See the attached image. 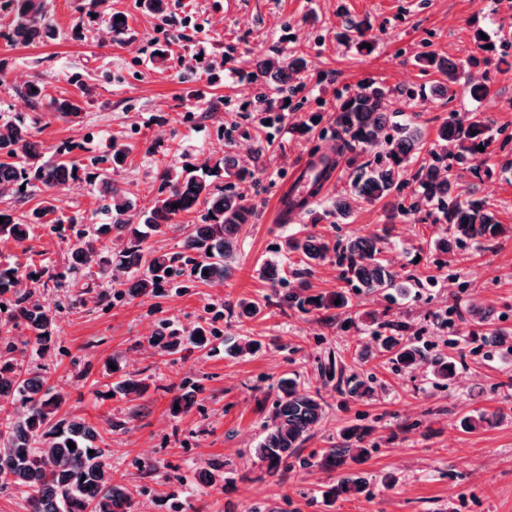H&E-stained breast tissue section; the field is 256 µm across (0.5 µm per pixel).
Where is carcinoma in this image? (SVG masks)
Returning a JSON list of instances; mask_svg holds the SVG:
<instances>
[{
    "mask_svg": "<svg viewBox=\"0 0 512 512\" xmlns=\"http://www.w3.org/2000/svg\"><path fill=\"white\" fill-rule=\"evenodd\" d=\"M0 12L12 16L9 28L0 37L14 44L31 45L54 40L59 32L51 23L45 0H0ZM429 68L442 75L433 90L440 96L454 93L461 86L464 93L478 101L491 92L487 81H477L466 74L464 63L435 52L424 58ZM308 68L305 56L295 53L288 61L263 59L257 63L260 73L271 77L282 93L279 109L288 110L286 100L297 90L299 76ZM391 89L368 79L353 91L339 93L331 122L335 132L336 158H328L327 168L341 159L352 167L348 189L336 198V219L348 223L361 201L384 205V235L351 234L329 238L302 230L288 235L284 251L300 255L302 268L293 276H305L313 268L332 262L340 269L341 280L354 284L368 294L385 289L402 290L407 280L393 269L384 253L390 239V225L398 218L424 223L430 208L437 207L438 220L448 225V235L437 248L452 254L464 246H491L504 237H512V225L499 221L496 211L472 185H464L454 163L468 157L487 154L495 138L492 119L479 112H448L437 129L433 146L416 121L403 125L391 122L387 100ZM50 111L61 117L74 116L81 106L72 98H54ZM483 150H477L478 146ZM122 143L112 144V155L99 159L109 164L91 176L100 187L107 222L95 224L89 231L76 233L68 257V271L75 274L93 265H108L116 286L130 296H148L161 280L174 281L190 267V275L199 282H222L228 278L237 260L241 225L251 222L253 209L238 191V185L252 177L241 168L238 159L228 153L205 171L174 166L164 170L160 197L146 214L136 210L130 190L112 177L126 154ZM368 160L360 163L358 157ZM80 168L47 155L34 139L31 126L21 114L0 113V192L17 193L24 198L27 189L38 185L48 191L28 222L22 223L8 210L0 209V237L23 241L33 224L58 212L60 199L50 193L79 177ZM413 180L409 198L399 194ZM204 206L203 221L192 225L181 244V252L169 256L145 245L147 234L165 237L173 221L182 213ZM124 247L110 250L112 240ZM19 269L0 264V306H5L8 322L29 331L27 343L36 352L49 348L54 340L55 315L49 303L38 299L34 289L21 290ZM340 303H335V300ZM323 313L341 310L349 297L339 288L299 301ZM210 342L207 330L199 326L184 336L156 337L161 351L175 353L184 347L201 349ZM382 352L406 368L425 366L434 377L449 380L457 365L447 355L428 356L401 334L382 337ZM14 338L0 336V489L15 487L24 492L25 512H133L134 496L130 488L112 478L108 451L96 445L100 433L85 418L61 413L64 404L59 394L46 388L43 376L22 371L14 353ZM127 395L141 396L147 384L132 376L120 385ZM276 401L271 417L254 453L270 477L280 475L283 465L297 456L313 435L325 412V400L293 376L281 377L275 387ZM503 418L497 412L480 411L465 417L463 429L475 432L490 427ZM371 429L353 425L345 428L340 441L315 457L314 464L324 471L338 472L337 483L329 493L338 497H358L367 487L365 479L351 471L369 454ZM74 443L70 449L68 443Z\"/></svg>",
    "mask_w": 512,
    "mask_h": 512,
    "instance_id": "1",
    "label": "carcinoma"
}]
</instances>
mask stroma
<instances>
[{
  "label": "stroma",
  "instance_id": "obj_1",
  "mask_svg": "<svg viewBox=\"0 0 512 512\" xmlns=\"http://www.w3.org/2000/svg\"><path fill=\"white\" fill-rule=\"evenodd\" d=\"M87 2L51 0L55 40L13 45L0 39L6 64L0 110L28 117L44 147L70 145L64 159L80 166L107 154L111 141L128 144L117 178L142 210L158 198L163 169L184 157L200 164L231 149L254 174L243 186L254 217L239 231L231 277L187 279L155 296H116L103 305L52 280L42 294L56 309V345L33 360L24 349L26 332L15 333L17 359L42 367L48 387L63 393L66 410L97 427L112 454V473L130 486L137 512H512V342L475 339L478 326L467 312L479 298L488 328L512 330V237L448 256L434 250L444 225L397 222V245L388 257L410 288L373 295L350 289L351 307L338 324L282 302L285 286L257 274L269 261L299 267L298 256L279 255L276 247L305 224L332 238L383 227L381 206L372 202L359 203L350 223H337L336 198L349 182L343 169L308 210L272 219L294 169L319 142L317 133L299 135L296 123L319 112L322 130H331L336 93L382 81L392 91L391 110L416 118L431 140L452 109L484 113L512 134V53H488L486 63L474 67L492 87L479 101L460 92L451 100L430 94L438 75L416 62L432 50L468 59L479 31L494 43L511 37L512 0H169L164 21L139 0H104L91 19L82 10ZM115 13L128 19L120 41L107 28ZM347 19L363 23L368 47L339 38ZM160 44L169 49L162 65L153 61ZM292 53L308 61L298 109L262 127L273 102L255 94L256 62ZM35 74L46 75L47 97L79 99V116L60 117L46 104H32L23 88ZM403 86L417 87L428 110L400 97ZM483 168L477 180L468 165L459 171L497 209L501 223L512 224V144L493 150ZM59 197L60 217H78L87 227L102 223L91 184L69 183ZM6 262L53 276L67 265V242L37 224L23 242L0 239V263ZM247 297L263 304L249 319L237 308ZM367 311L397 324L426 353L458 356L455 378L445 384L426 368L408 370L376 354L381 329L365 324ZM201 324L216 334L205 349L169 355L153 344L160 326L183 334ZM243 339L259 341L260 349L225 354V343ZM364 348L372 357L359 358ZM331 353L345 375L367 382L369 395L350 397L320 377ZM113 357L126 373L147 380L142 397L103 398L114 380L108 372ZM286 373L317 387L327 403L301 456L335 445L349 424L372 427L378 446L356 467L369 481L368 496L326 497L336 475L315 467L294 463L282 476L265 474L253 450L272 409L273 385ZM184 393L192 407L171 416L172 396ZM484 409L510 419L473 433L461 429L464 415Z\"/></svg>",
  "mask_w": 512,
  "mask_h": 512
}]
</instances>
